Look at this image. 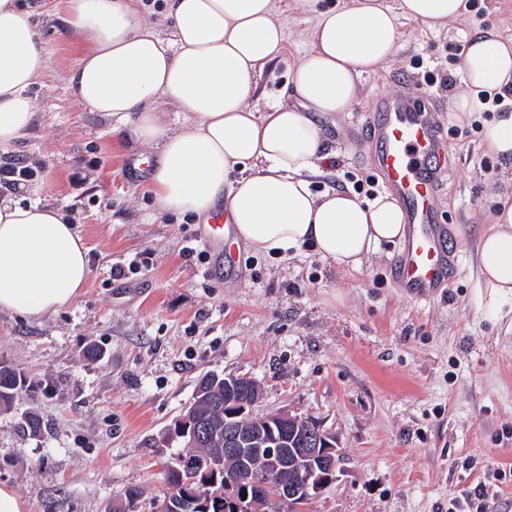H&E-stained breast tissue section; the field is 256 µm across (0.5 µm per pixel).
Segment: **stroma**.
<instances>
[{"label":"stroma","instance_id":"stroma-1","mask_svg":"<svg viewBox=\"0 0 512 512\" xmlns=\"http://www.w3.org/2000/svg\"><path fill=\"white\" fill-rule=\"evenodd\" d=\"M51 54L32 88L44 116L16 146L42 166L36 198L63 207L89 249L91 276L81 294L39 320L0 312V362L23 372L35 393L0 411V485L25 512H107L130 486L142 489L140 512H154L166 487L164 463L174 420L190 405L198 379L214 371L258 384L257 413L317 420L344 457L337 481L308 512H448L477 483L512 512V308L488 310L476 244L512 163L482 138L496 112L474 107L458 121L455 95L466 87L449 48L496 28L512 38V0H477L462 21L430 28L399 21L400 49L362 74L352 107L316 115L336 151L315 190L356 189L372 199L386 190L362 128L374 100L421 89L448 146L439 199L454 227L460 268L435 300L414 302L392 276L399 248L382 247L360 269L333 266L310 250L292 259L238 245L224 274L204 276L187 257L199 220L160 212L149 180L131 162L154 159L134 143L130 125L85 112L68 91L79 48L55 15L58 0H27ZM286 59L258 77V107L275 100L289 60L308 47L316 14L298 15L276 0ZM447 64L451 87L423 82ZM86 170L88 179L72 175ZM366 179L357 189L354 177ZM149 252L148 270L116 280L112 267ZM101 354L86 358L88 346ZM42 432H23V415Z\"/></svg>","mask_w":512,"mask_h":512}]
</instances>
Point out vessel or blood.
Returning <instances> with one entry per match:
<instances>
[{"mask_svg":"<svg viewBox=\"0 0 512 512\" xmlns=\"http://www.w3.org/2000/svg\"><path fill=\"white\" fill-rule=\"evenodd\" d=\"M428 95L382 96L375 100L367 128L376 164L398 198L407 232L392 275L409 299H434L459 270V255L449 240L453 227L441 223L438 187L445 164L444 133L431 112ZM200 242L209 254L225 251L222 220L207 224Z\"/></svg>","mask_w":512,"mask_h":512,"instance_id":"1","label":"vessel or blood"}]
</instances>
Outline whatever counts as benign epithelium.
Here are the masks:
<instances>
[{
    "instance_id": "1",
    "label": "benign epithelium",
    "mask_w": 512,
    "mask_h": 512,
    "mask_svg": "<svg viewBox=\"0 0 512 512\" xmlns=\"http://www.w3.org/2000/svg\"><path fill=\"white\" fill-rule=\"evenodd\" d=\"M224 398L230 400L224 410V454L209 457L213 469L224 466V486L210 493V501L220 509L234 512H302L304 506L338 478L342 450L336 438L313 420L285 412L259 415L254 406L260 391L247 375L224 378ZM176 434L191 436L192 442L207 443L210 427L204 420L192 421L187 414L175 421ZM302 460L306 470L292 472L276 485L270 496L263 480L250 479L251 463L256 457L265 462L266 471L276 475L288 469V457Z\"/></svg>"
}]
</instances>
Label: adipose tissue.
Wrapping results in <instances>:
<instances>
[{
    "instance_id": "obj_1",
    "label": "adipose tissue",
    "mask_w": 512,
    "mask_h": 512,
    "mask_svg": "<svg viewBox=\"0 0 512 512\" xmlns=\"http://www.w3.org/2000/svg\"><path fill=\"white\" fill-rule=\"evenodd\" d=\"M317 11L309 46L288 67L279 99L258 110L256 76L282 61L286 39L274 0H165L172 39L146 21L141 0H62L59 18L81 54L68 89L85 111L132 120L135 142L157 159L151 190L161 211L207 218L223 211L234 233L261 254L285 258L311 250L345 269L360 268L382 245L400 243L404 213L389 193L368 202L349 191L312 189L322 173L325 136L314 114L347 111L362 73L398 51V19L437 28L461 19L467 0H346ZM50 52L32 11L0 0V152H8L41 115L28 90ZM475 101L512 88V39L484 30L460 62ZM182 121L172 124L167 107ZM477 268L493 305L512 303V192L500 194L477 246ZM91 275L83 239L60 208L0 196V311L40 319L70 304Z\"/></svg>"
}]
</instances>
